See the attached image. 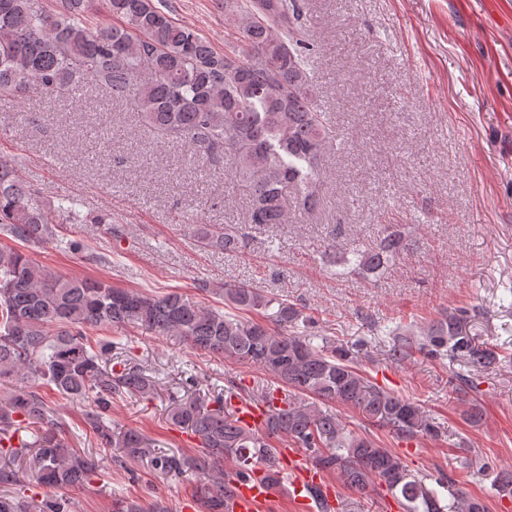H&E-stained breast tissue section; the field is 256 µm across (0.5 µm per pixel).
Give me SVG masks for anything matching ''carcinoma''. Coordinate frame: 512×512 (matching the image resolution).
<instances>
[{
    "instance_id": "carcinoma-1",
    "label": "carcinoma",
    "mask_w": 512,
    "mask_h": 512,
    "mask_svg": "<svg viewBox=\"0 0 512 512\" xmlns=\"http://www.w3.org/2000/svg\"><path fill=\"white\" fill-rule=\"evenodd\" d=\"M95 0H62L56 11L44 0H0V96L30 93L73 99L85 87L131 100L141 121L167 145H180L192 162L205 157L229 165L230 179L250 190L246 223H288L290 207L311 213L320 201L326 150L342 134L314 96V47L302 25L301 0H224L239 18L238 36L220 52L191 27L177 23L155 0H104L120 24L91 28ZM77 201L44 205L13 168L0 163V234L28 246L58 240L55 214L74 224L87 219ZM380 244L335 250L347 272L376 275L395 264L404 244L385 224ZM206 247L235 251L236 227L216 235L200 226ZM224 300L238 310L272 314L274 325L245 320L178 292L149 295L107 280L66 278L29 254L0 248V512H72L64 495L39 501L19 495L25 484L56 490L79 488L101 475L100 460L68 445L65 423L30 382L83 406L82 430L101 448L141 462L171 479L195 476L205 512H224L234 483L257 467L282 485L278 446L303 450L312 467L364 492L380 487L403 512H487L484 501L456 481L414 472L369 436L353 435L316 402L335 401L358 411L371 426L402 440L432 437L438 426L418 405L390 393L356 366L350 352L325 336L286 333L303 312L259 288L231 285ZM470 315L453 309L424 336L393 333L391 357L416 351L433 359L461 358L473 367L499 362V353L470 335ZM119 324L152 336H179L197 351L254 365L270 376L252 391L229 382L223 391L200 393L195 380L183 395L168 396L167 420L199 441L194 454L162 452L134 428L112 426V400L158 395L155 376L122 359L114 342L90 339L86 329ZM266 401L272 409L261 430L239 425L232 400ZM512 497V467L493 483Z\"/></svg>"
}]
</instances>
